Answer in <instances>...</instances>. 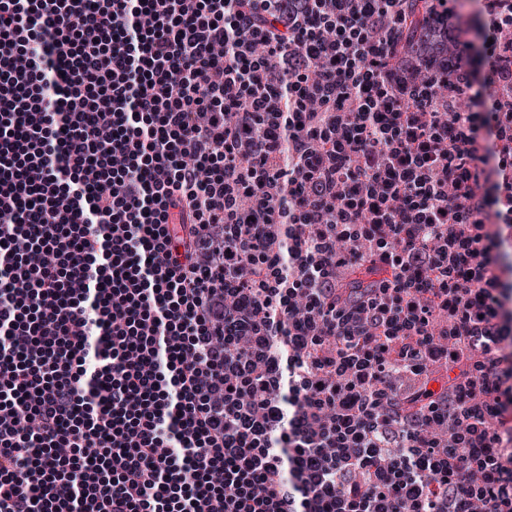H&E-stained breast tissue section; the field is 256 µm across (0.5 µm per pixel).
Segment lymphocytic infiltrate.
Segmentation results:
<instances>
[{
    "label": "lymphocytic infiltrate",
    "mask_w": 512,
    "mask_h": 512,
    "mask_svg": "<svg viewBox=\"0 0 512 512\" xmlns=\"http://www.w3.org/2000/svg\"><path fill=\"white\" fill-rule=\"evenodd\" d=\"M493 237L512 0H0V512H512ZM386 271L370 263L356 266L350 275L348 288H368L377 279L385 278Z\"/></svg>",
    "instance_id": "obj_1"
}]
</instances>
